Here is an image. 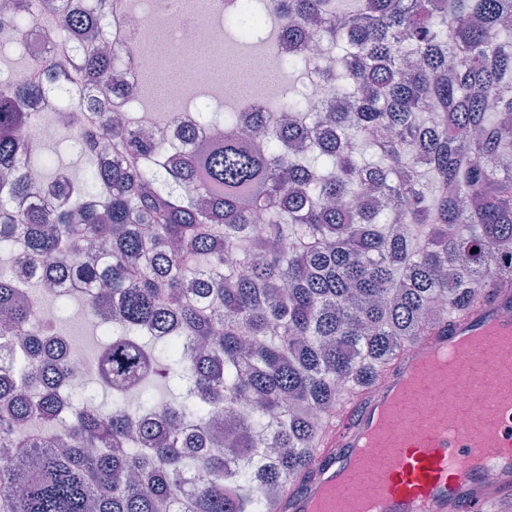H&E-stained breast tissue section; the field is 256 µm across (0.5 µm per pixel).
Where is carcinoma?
<instances>
[{
  "mask_svg": "<svg viewBox=\"0 0 512 512\" xmlns=\"http://www.w3.org/2000/svg\"><path fill=\"white\" fill-rule=\"evenodd\" d=\"M15 0L16 24L41 35ZM244 0L245 38L333 54L318 112L199 108L223 138L167 144L108 112L59 110L84 176L34 134L70 70L120 89L130 0H56L47 79L0 84V512H267L303 482L340 402L436 326L512 285V0ZM94 244L100 259L79 257ZM112 331L83 359L43 335L27 287L63 285ZM33 358L45 361L36 373ZM168 393L156 395L157 383Z\"/></svg>",
  "mask_w": 512,
  "mask_h": 512,
  "instance_id": "1",
  "label": "carcinoma"
}]
</instances>
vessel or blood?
Here are the masks:
<instances>
[{
  "label": "vessel or blood",
  "instance_id": "vessel-or-blood-1",
  "mask_svg": "<svg viewBox=\"0 0 512 512\" xmlns=\"http://www.w3.org/2000/svg\"><path fill=\"white\" fill-rule=\"evenodd\" d=\"M507 336L506 285L413 344L381 384L337 408L289 512H360L357 499L334 497L337 486L358 482L372 490L381 512H502L512 503V364L479 387L469 369H460L461 391L445 402V379L426 365L474 337L485 340L483 362H495Z\"/></svg>",
  "mask_w": 512,
  "mask_h": 512
}]
</instances>
